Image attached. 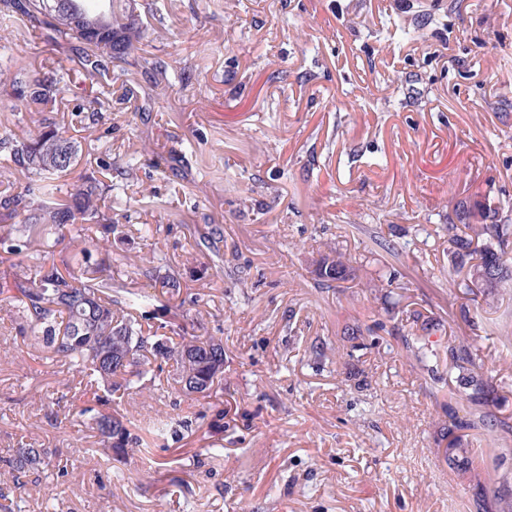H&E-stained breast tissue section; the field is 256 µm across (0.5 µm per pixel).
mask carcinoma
I'll list each match as a JSON object with an SVG mask.
<instances>
[{
	"label": "carcinoma",
	"mask_w": 512,
	"mask_h": 512,
	"mask_svg": "<svg viewBox=\"0 0 512 512\" xmlns=\"http://www.w3.org/2000/svg\"><path fill=\"white\" fill-rule=\"evenodd\" d=\"M3 5L34 27L49 29L54 39L72 45L80 66L89 74L108 76L107 62L139 51V35L128 22V5L110 0L112 10L97 11L84 5L85 0H0ZM12 88L30 111L43 112L56 102L57 84L48 80L24 81L16 78ZM79 154L78 146L61 127L38 124L29 129L11 153V162L39 175L27 189L30 196H46L51 202L34 209L24 226L0 233V250L20 255L27 247L26 237L35 224H70L75 234L72 244L84 239L77 225L110 223L112 218L99 210L96 186L79 188L63 202L54 201L55 180L67 172ZM501 208L486 196L475 195L459 201L443 226L448 236V261L455 272L466 271L463 287L489 296L512 279L508 256L512 244V224L500 215ZM317 284L341 287L360 278L343 254L329 250L314 259ZM33 332L57 358L67 361L88 378L93 396L79 413L89 414L104 443V450L123 456L139 449L144 439L132 432L130 419L112 409V393L122 386L144 389L150 373L149 357L161 356L175 363V382L183 390L195 388L201 397L216 395L215 383L224 373V345L212 338L183 336L181 342L168 346L162 336H145L135 313L151 315V296L133 289L125 298L112 299V286L94 281L81 271L56 265L16 288L13 296ZM410 327L402 335L407 355L424 367L433 366L440 356L439 343L430 336L443 324L420 311L409 316ZM448 369L458 372V390L448 402V461L457 466L473 463L469 432L491 426L483 408L495 394L492 378L481 372L482 358L475 346L463 339L446 346ZM119 377L122 382L114 381ZM42 448H16L3 460L8 473L18 483L44 464Z\"/></svg>",
	"instance_id": "1"
}]
</instances>
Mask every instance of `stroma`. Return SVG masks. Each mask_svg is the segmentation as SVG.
Instances as JSON below:
<instances>
[{"label":"stroma","mask_w":512,"mask_h":512,"mask_svg":"<svg viewBox=\"0 0 512 512\" xmlns=\"http://www.w3.org/2000/svg\"><path fill=\"white\" fill-rule=\"evenodd\" d=\"M129 13L140 49L106 81L0 10L14 71L60 89L44 114L0 86V186L34 182L9 159L29 128H66L79 156L58 198L96 182L115 224L89 267L153 295L152 334L222 340L224 373L212 400L164 371L116 392L142 430L173 427L118 460L71 410L80 376L0 302V456L48 451L23 484L0 472V512H512V285L472 298L441 232L474 191L512 209V0H131ZM158 80L168 97L147 99ZM58 236L44 226L0 257V288L47 259L76 264ZM330 247L358 285L318 287L312 252ZM167 275L179 294L162 292ZM415 309L472 335L493 378L499 425L471 433L465 470L441 436L455 374L402 347ZM354 323L363 335L344 338Z\"/></svg>","instance_id":"stroma-1"}]
</instances>
